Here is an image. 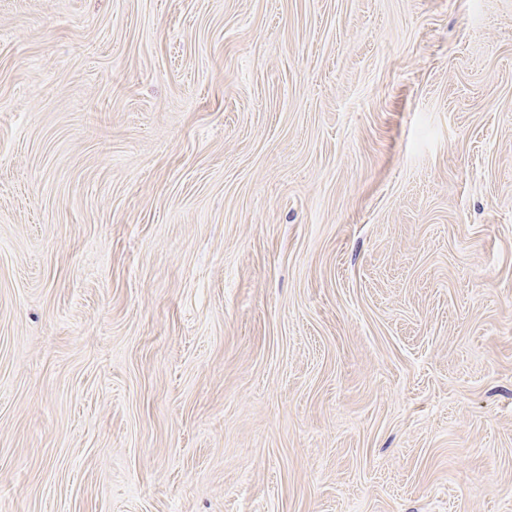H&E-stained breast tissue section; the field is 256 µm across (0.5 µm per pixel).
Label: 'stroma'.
Returning a JSON list of instances; mask_svg holds the SVG:
<instances>
[{
    "label": "stroma",
    "mask_w": 512,
    "mask_h": 512,
    "mask_svg": "<svg viewBox=\"0 0 512 512\" xmlns=\"http://www.w3.org/2000/svg\"><path fill=\"white\" fill-rule=\"evenodd\" d=\"M0 512H512V0H0Z\"/></svg>",
    "instance_id": "1"
}]
</instances>
